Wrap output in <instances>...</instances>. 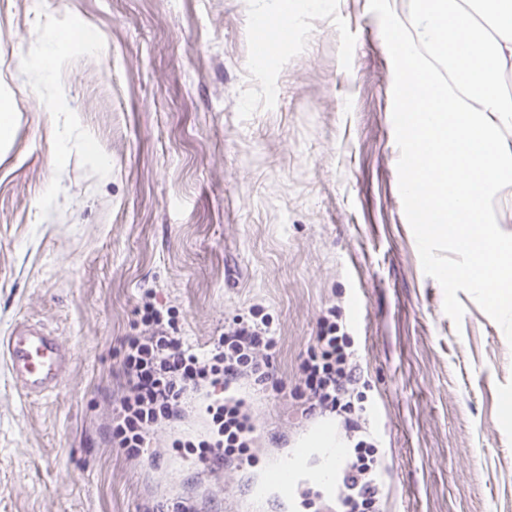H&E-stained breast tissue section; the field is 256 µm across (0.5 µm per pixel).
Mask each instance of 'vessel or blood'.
Returning a JSON list of instances; mask_svg holds the SVG:
<instances>
[{
	"mask_svg": "<svg viewBox=\"0 0 512 512\" xmlns=\"http://www.w3.org/2000/svg\"><path fill=\"white\" fill-rule=\"evenodd\" d=\"M0 354L5 355L20 390L28 396L52 391L69 361V351L59 337L32 325L17 327L5 340H0ZM306 456V449L295 448L289 456L280 457L270 485L256 486L255 494L264 495L271 488L278 498L290 497L297 485L299 466Z\"/></svg>",
	"mask_w": 512,
	"mask_h": 512,
	"instance_id": "obj_1",
	"label": "vessel or blood"
}]
</instances>
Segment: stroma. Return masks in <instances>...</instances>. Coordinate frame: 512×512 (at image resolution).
Returning <instances> with one entry per match:
<instances>
[{
  "label": "stroma",
  "instance_id": "1",
  "mask_svg": "<svg viewBox=\"0 0 512 512\" xmlns=\"http://www.w3.org/2000/svg\"><path fill=\"white\" fill-rule=\"evenodd\" d=\"M280 0H0V336L36 324L69 350L60 385L24 395L0 361V512H308L250 507L281 447L336 415L250 392L263 444L208 478L179 441L203 408L125 460L109 437L121 339L145 293L197 351L261 306L293 384L335 308L354 339L380 446L384 512H512V329L445 271L402 190L389 41L412 0H319L264 60ZM69 36L52 71L31 66Z\"/></svg>",
  "mask_w": 512,
  "mask_h": 512
}]
</instances>
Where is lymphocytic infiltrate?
I'll return each mask as SVG.
<instances>
[{
  "label": "lymphocytic infiltrate",
  "mask_w": 512,
  "mask_h": 512,
  "mask_svg": "<svg viewBox=\"0 0 512 512\" xmlns=\"http://www.w3.org/2000/svg\"><path fill=\"white\" fill-rule=\"evenodd\" d=\"M136 313L140 330L123 339L125 393L112 409V443L127 459L148 454L153 429L180 420L193 393L206 382L215 388L207 398L212 430L205 439L184 441L182 448L201 461L213 456L226 464L241 461L257 439L256 417L242 399L224 390L245 379L258 392H290L304 413L343 417L353 446L336 473L335 495L315 494L310 502L314 512H380L379 448L357 421L367 411L351 401L360 370L351 337L334 319L322 318L315 344L288 389L273 369L277 338L261 307L235 318L204 355L180 336L172 308L147 300Z\"/></svg>",
  "instance_id": "f902f5d3"
}]
</instances>
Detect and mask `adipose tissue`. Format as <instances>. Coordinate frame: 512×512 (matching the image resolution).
Segmentation results:
<instances>
[{"label": "adipose tissue", "mask_w": 512, "mask_h": 512, "mask_svg": "<svg viewBox=\"0 0 512 512\" xmlns=\"http://www.w3.org/2000/svg\"><path fill=\"white\" fill-rule=\"evenodd\" d=\"M426 21L419 43L396 21L407 160L425 155L407 186L428 238L445 237L465 256L449 286L478 289L512 323V244L493 233L490 198L512 183V0H414Z\"/></svg>", "instance_id": "1"}]
</instances>
